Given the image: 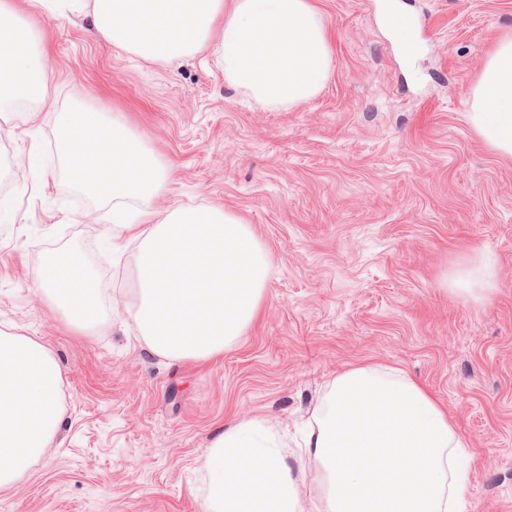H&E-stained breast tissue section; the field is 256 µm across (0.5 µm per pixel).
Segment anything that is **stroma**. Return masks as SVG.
Here are the masks:
<instances>
[{
	"label": "stroma",
	"instance_id": "obj_1",
	"mask_svg": "<svg viewBox=\"0 0 512 512\" xmlns=\"http://www.w3.org/2000/svg\"><path fill=\"white\" fill-rule=\"evenodd\" d=\"M385 0H311L333 63L310 100H247L210 60L169 66L34 17L50 50V105L0 122V329L57 358V445L0 512H202L200 457L236 417L296 432L328 381L357 364L402 369L448 406L471 454L464 512H512V159L472 129V90L512 0H394L414 16L405 54ZM101 105L170 164L158 203L213 204L250 224L271 258L257 320L207 361L152 354L128 325L131 254L112 258L111 201L73 183L55 113ZM78 254L102 289L88 331L39 286L52 253ZM475 252L497 260L490 298L451 290Z\"/></svg>",
	"mask_w": 512,
	"mask_h": 512
}]
</instances>
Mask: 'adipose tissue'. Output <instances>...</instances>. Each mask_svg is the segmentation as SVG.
<instances>
[{
	"label": "adipose tissue",
	"instance_id": "ef3b65f1",
	"mask_svg": "<svg viewBox=\"0 0 512 512\" xmlns=\"http://www.w3.org/2000/svg\"><path fill=\"white\" fill-rule=\"evenodd\" d=\"M30 14L85 17L107 45L147 61L209 54L232 87L275 108L314 96L333 62L331 35L310 0H0V42L10 46L0 55V107L47 100L50 52ZM468 118L497 154L512 158V33L490 50ZM56 136L73 182L111 200L113 223L135 244L127 312L146 348L203 361L244 336L270 272L251 226L217 205L158 209L168 163L121 113L60 110ZM497 275L493 260L476 255L451 282L483 301ZM41 286L72 326L97 320L100 288L75 253L52 254ZM62 386L46 347L0 331V487L54 446ZM308 413L293 456L265 419L242 417L221 431L201 456L209 478L202 512H459L468 452L446 405L403 370L349 367Z\"/></svg>",
	"mask_w": 512,
	"mask_h": 512
}]
</instances>
